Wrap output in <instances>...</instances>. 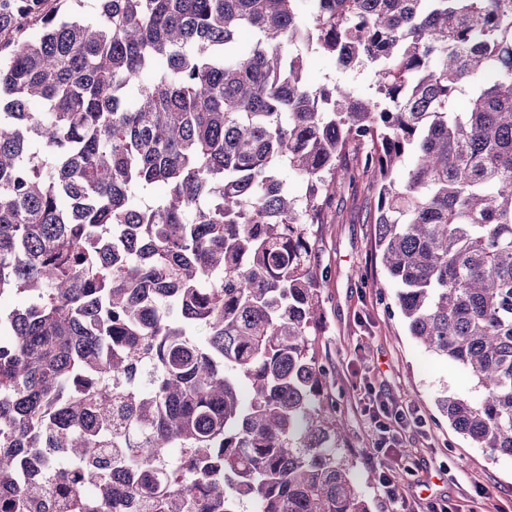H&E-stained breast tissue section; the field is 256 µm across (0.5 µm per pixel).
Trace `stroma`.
<instances>
[{
	"instance_id": "35a3bbf8",
	"label": "stroma",
	"mask_w": 512,
	"mask_h": 512,
	"mask_svg": "<svg viewBox=\"0 0 512 512\" xmlns=\"http://www.w3.org/2000/svg\"><path fill=\"white\" fill-rule=\"evenodd\" d=\"M371 71L353 75L337 69L329 57L314 53L306 74L309 84L350 83L367 90ZM340 188L314 225L316 257L328 272L323 284V325L315 338L319 356L329 361L336 398L348 425V447L357 465L353 478L370 501L372 512H389L378 486L365 475L373 462V427L363 397L389 409L420 414L424 427L399 434L391 464L399 485L419 512L441 500L462 512H512V459L491 456L454 431L438 400L456 393L474 396L466 369L435 357L409 335L396 307V287L385 273L374 244L375 190L357 166L355 153L337 164Z\"/></svg>"
}]
</instances>
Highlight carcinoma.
I'll use <instances>...</instances> for the list:
<instances>
[{"mask_svg": "<svg viewBox=\"0 0 512 512\" xmlns=\"http://www.w3.org/2000/svg\"><path fill=\"white\" fill-rule=\"evenodd\" d=\"M20 12L0 300H29L0 314V512H89L90 488L97 512H371L314 348L312 225L352 146L410 335L479 392L442 415L512 458V0H0V35ZM313 50L372 66L373 95L307 83Z\"/></svg>", "mask_w": 512, "mask_h": 512, "instance_id": "1", "label": "carcinoma"}]
</instances>
